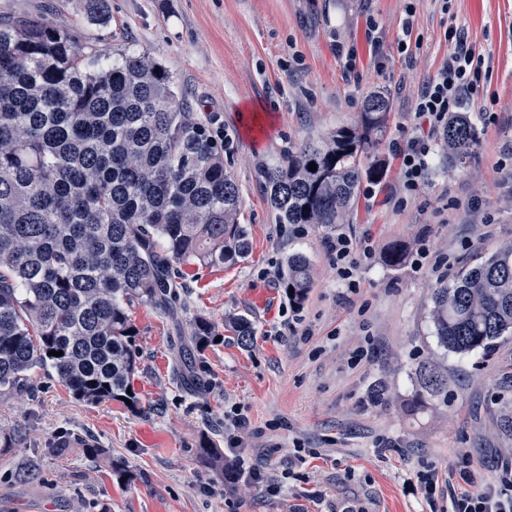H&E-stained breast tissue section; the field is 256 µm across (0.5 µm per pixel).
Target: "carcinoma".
<instances>
[{
    "label": "carcinoma",
    "mask_w": 512,
    "mask_h": 512,
    "mask_svg": "<svg viewBox=\"0 0 512 512\" xmlns=\"http://www.w3.org/2000/svg\"><path fill=\"white\" fill-rule=\"evenodd\" d=\"M78 7L87 24H110L107 0ZM388 110L374 91L358 124L260 163L274 223H349L363 181L383 177V163L369 158ZM443 141L462 167L478 133L457 112ZM241 208L224 146L150 52L99 49L37 14L0 16V394L25 393L46 371L78 401L125 398L136 407L127 394L137 369L131 308L167 310L180 264L214 267L247 255ZM310 275L306 255L288 257L291 296L304 297ZM432 302L435 335L451 352L487 351L512 336V243L434 289ZM229 329L243 344L254 336L246 318ZM215 332L198 318L192 342ZM419 385L413 411L424 395L448 390L429 364ZM12 477L34 483L41 467L21 463Z\"/></svg>",
    "instance_id": "obj_1"
}]
</instances>
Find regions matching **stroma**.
Listing matches in <instances>:
<instances>
[{"label":"stroma","instance_id":"35a3bbf8","mask_svg":"<svg viewBox=\"0 0 512 512\" xmlns=\"http://www.w3.org/2000/svg\"><path fill=\"white\" fill-rule=\"evenodd\" d=\"M108 6L106 27L84 25L72 0H0V15L40 13L83 27L98 47L150 50L223 143L251 248L231 264L182 266L171 310L132 309L138 410L115 400L77 401L44 372L32 392L0 396V434L25 431L0 450V512H451L454 496L497 478L501 463L512 462V336L487 352L455 354L440 346L429 311L435 288L512 243V0H451L446 12L441 0ZM452 24L492 72L490 99L462 106L480 145L458 169L435 139L427 181L408 192L392 141L399 129L414 127L423 84L452 54L444 37ZM349 48L355 60L346 58ZM376 90L389 100L374 153L385 165L382 182L360 193L350 223L337 232L275 224L258 188V161L276 162L301 141L354 124L364 96ZM338 233L355 245L354 291L337 280L328 250ZM396 244L407 259L392 267L386 254ZM420 248L429 255L418 268L410 257ZM297 252L311 262L299 301L282 285ZM237 316L254 327L248 344L227 328ZM198 317L215 325L220 340L194 351L181 378V346ZM359 349L367 355L352 364ZM428 361L447 375L448 390L414 412L418 371ZM231 432L251 463L279 484L277 495L243 480L228 483L199 457L202 446L224 447ZM77 434L124 460L132 480L116 483L103 461L77 447L49 455ZM29 458L40 461L42 483H14L11 470ZM461 459L473 482L459 478ZM428 470L439 480L432 497L420 481Z\"/></svg>","mask_w":512,"mask_h":512}]
</instances>
